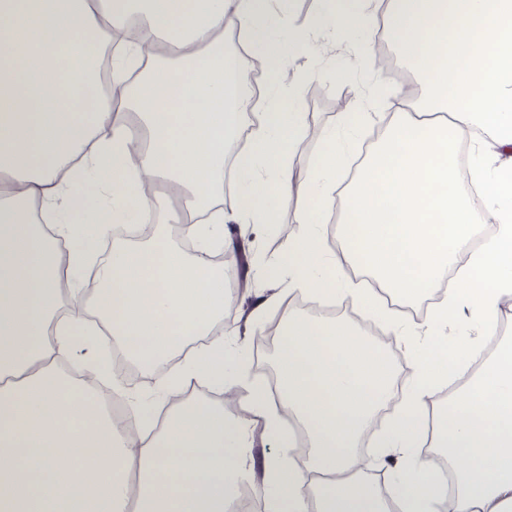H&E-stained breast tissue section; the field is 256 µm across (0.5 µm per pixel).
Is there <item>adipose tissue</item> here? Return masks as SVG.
Masks as SVG:
<instances>
[{
	"label": "adipose tissue",
	"mask_w": 512,
	"mask_h": 512,
	"mask_svg": "<svg viewBox=\"0 0 512 512\" xmlns=\"http://www.w3.org/2000/svg\"><path fill=\"white\" fill-rule=\"evenodd\" d=\"M278 2L0 0V512H229L259 468L266 512H512V341L487 350L512 315V0H388L387 40L420 94L341 193L339 135L359 131L363 112L349 107L295 169L306 125L296 88L271 84L245 125L244 61L225 53L224 33L276 65L314 63L335 36L365 37L377 0H318L301 23ZM464 138L502 158L491 171L470 164L465 183L454 164ZM293 200L298 233L260 275L285 279L286 295L348 296L374 311L405 343L404 387L357 325L292 311L278 398L244 375L213 247L234 251L225 222L257 230ZM336 204L334 252L322 228ZM149 214L181 225L195 251L156 235L101 257L111 225ZM488 219L494 231L476 244ZM347 263L374 287H354ZM88 268L93 287H70ZM380 288L402 301L435 296L423 327L378 308ZM462 307L472 334L447 343ZM106 335L123 360L159 374L122 424L86 385L117 382L97 354ZM78 348L80 380L58 366ZM198 380L247 386L250 418L180 399ZM393 397L377 456L407 463L387 499L357 449ZM285 412L307 430L305 455ZM260 437L279 455L257 461ZM428 444L454 464V493L419 456Z\"/></svg>",
	"instance_id": "obj_1"
}]
</instances>
